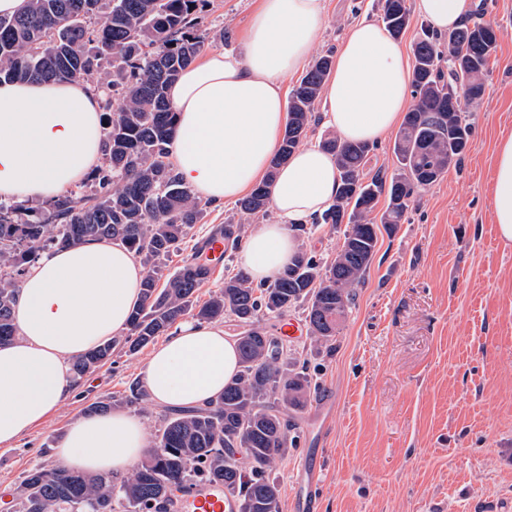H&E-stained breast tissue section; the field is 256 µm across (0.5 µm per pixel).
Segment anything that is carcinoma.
Returning <instances> with one entry per match:
<instances>
[{
	"label": "carcinoma",
	"instance_id": "obj_1",
	"mask_svg": "<svg viewBox=\"0 0 512 512\" xmlns=\"http://www.w3.org/2000/svg\"><path fill=\"white\" fill-rule=\"evenodd\" d=\"M101 2L28 0L23 12L0 15V80H83L107 96L119 88L123 101L113 113L105 102L103 158L90 185H79L37 210L0 202V344L17 334V289L43 253L119 240L146 264L142 303L131 313L124 335L74 361L76 380L106 365L116 347L140 350L185 317L203 322L229 317L242 327L241 373L208 407L168 417L155 435L154 450L120 484L37 467L14 490L15 512H112L115 501L126 503L130 512H169L173 491L198 479L224 484L238 512H279V488L269 469L296 445L289 438L294 424L286 411L305 407L311 378L288 364L283 341L257 323L300 304L315 341L335 340L353 300L352 288L364 279L376 252L371 214L379 196L387 194L380 223L393 232L405 220L415 192L442 179L472 148V128L462 118L457 89L467 88L471 102L483 97L496 33L482 22L446 36L421 29L412 45L416 102L395 137L398 172L390 180L365 173L374 146L336 137L321 141L335 159L341 182L336 203L321 223L346 225L332 262L301 248L271 282L255 287L236 274L201 303L196 292L209 279L207 262L195 255L185 259L161 286L155 261L179 250L187 230L202 219L198 201L168 160L175 113L165 90L205 45L199 25L208 0H108L102 17ZM380 18L399 37L411 23L408 0H381ZM332 64L330 55L316 58L292 91L270 171L306 137ZM270 206L263 184L239 203L249 215H265ZM247 232L244 224H226L214 236L224 238L227 253L242 245ZM147 397L136 381L122 402L136 405ZM234 448L245 449L248 467L236 465Z\"/></svg>",
	"mask_w": 512,
	"mask_h": 512
}]
</instances>
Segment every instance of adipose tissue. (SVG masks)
<instances>
[{"label":"adipose tissue","mask_w":512,"mask_h":512,"mask_svg":"<svg viewBox=\"0 0 512 512\" xmlns=\"http://www.w3.org/2000/svg\"><path fill=\"white\" fill-rule=\"evenodd\" d=\"M477 0H412L436 31L463 23ZM327 22V0H259L239 47L203 53L168 88L177 124L168 146L179 180L203 202H235L268 182L275 220L256 225L240 270L265 282L298 250L296 224L315 222L336 201L333 157L307 143L268 177L285 122L287 83L303 70ZM412 70L401 45L375 19L345 31L324 85L323 122L338 137L377 142L399 122ZM104 97L85 81L0 83V201L57 199L102 162ZM491 217L512 245V134L494 158ZM143 269L118 242L92 241L43 253L17 292L18 334L0 346V446L45 420L75 388L73 358L126 329L140 301ZM240 370L237 339L217 324L181 320L154 349L144 387L157 404L194 409L214 400ZM150 450L127 411L83 416L60 439L62 467L124 476Z\"/></svg>","instance_id":"obj_1"}]
</instances>
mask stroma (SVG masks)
Returning <instances> with one entry per match:
<instances>
[{
  "mask_svg": "<svg viewBox=\"0 0 512 512\" xmlns=\"http://www.w3.org/2000/svg\"><path fill=\"white\" fill-rule=\"evenodd\" d=\"M497 49L482 100L464 106L473 146L435 185L415 195L395 233L355 286L333 348L309 333L288 338V359L318 388L290 413L296 447L271 475L279 512H512V246L489 211L492 162L512 132V0H480ZM256 0H210L206 50L235 46ZM379 15V0H328L314 56L334 53L346 28ZM255 226L238 204L204 205L160 277L227 223ZM149 349L116 350L71 397L10 447L0 446V512H14L24 472L56 466L57 439L100 398L120 399L141 378ZM317 472L315 492H304Z\"/></svg>",
  "mask_w": 512,
  "mask_h": 512,
  "instance_id": "35a3bbf8",
  "label": "stroma"
}]
</instances>
